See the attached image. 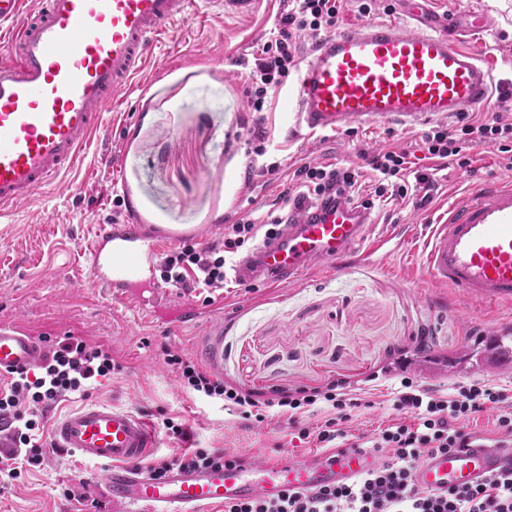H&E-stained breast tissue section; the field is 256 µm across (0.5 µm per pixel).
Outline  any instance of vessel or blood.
I'll return each instance as SVG.
<instances>
[{"mask_svg": "<svg viewBox=\"0 0 512 512\" xmlns=\"http://www.w3.org/2000/svg\"><path fill=\"white\" fill-rule=\"evenodd\" d=\"M422 27L396 20L352 24L317 38L301 56L291 98L294 126L333 134L354 124L391 120L412 127L456 117L512 94L497 81L496 55L460 46L451 17H426V0H409ZM257 0H0V217L30 202L70 169L100 126L101 111L122 97L148 63L155 40L189 11L252 13ZM369 209L343 196L289 197L272 236L231 266L235 283L278 286L301 281L316 262L343 271L356 243L387 257L390 237L368 240ZM199 238L141 224L135 209L122 222L98 224L87 245L93 282L113 299L137 302L155 285L160 243ZM432 283L483 303L512 302V185L493 182L453 202L433 225L423 252ZM44 346L24 330L0 325V376L35 369ZM50 439L80 458L105 465L113 503L145 512L199 508L290 491L350 486L378 469L372 448H338L198 471L172 469L154 478L143 462L156 430L135 413L87 404L56 417ZM512 469V446L483 443L427 456L415 486L443 492Z\"/></svg>", "mask_w": 512, "mask_h": 512, "instance_id": "b4317fda", "label": "vessel or blood"}]
</instances>
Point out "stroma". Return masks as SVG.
<instances>
[{
  "instance_id": "obj_1",
  "label": "stroma",
  "mask_w": 512,
  "mask_h": 512,
  "mask_svg": "<svg viewBox=\"0 0 512 512\" xmlns=\"http://www.w3.org/2000/svg\"><path fill=\"white\" fill-rule=\"evenodd\" d=\"M437 15L478 11L489 31L465 36V47L493 52L512 80V0H432ZM288 11L287 0H262L249 16L188 15L158 41L147 68L137 75L118 110H104L99 131L82 151L75 169L57 185L0 220V325H18L37 339L72 336L107 351L120 371L98 378L82 395L72 394L56 412L87 403L128 409L159 428L157 452L177 456L194 448H218L264 460L309 455L294 445V428L273 416L245 429L221 405L196 400L180 386L165 350L197 358L200 345L224 351L222 379L254 392L317 389L336 380L349 383L362 399L347 422L349 434L374 435L398 419L393 408L402 376L440 393L454 384L485 380L512 391V371L500 369L488 340L497 337L512 351V303L487 307L451 288L431 283L421 255L428 227L446 214L454 198L490 181L512 180L496 147L471 150L470 170L438 171L439 189L424 208L412 199H378L372 208V237L395 231L402 248L382 263L366 261L365 243L343 272L312 276L277 288L243 287L227 281L224 310L196 327L172 329L168 317L181 301L174 293L154 322L137 308L113 301L92 281L84 254L97 220L123 217L135 204L145 224L174 230L205 226L204 242L222 233L216 220L250 184L265 192L253 211L280 212L288 172L304 163L360 166V151L398 149L423 157L424 126L390 121L337 133L320 150L316 139L293 128L290 87L274 94L263 114L270 143L267 162L279 175L249 177L251 145L243 127L248 75L258 49ZM428 349L414 353L416 336ZM413 355L406 372L394 369V351ZM174 418L189 432L179 441L162 431ZM0 462V512H126L112 507L104 492L105 468L47 448L43 464L10 479ZM73 487L101 501L102 510L64 498Z\"/></svg>"
}]
</instances>
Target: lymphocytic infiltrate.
<instances>
[{
	"instance_id": "lymphocytic-infiltrate-1",
	"label": "lymphocytic infiltrate",
	"mask_w": 512,
	"mask_h": 512,
	"mask_svg": "<svg viewBox=\"0 0 512 512\" xmlns=\"http://www.w3.org/2000/svg\"><path fill=\"white\" fill-rule=\"evenodd\" d=\"M292 2V9L263 44L249 73L246 94L250 111H263L269 95L280 91L296 69L297 37L305 31L317 34L334 29L338 22L337 0ZM423 144L428 159L465 169L471 165L470 149L478 145L493 144L499 152L512 154V123L497 118L472 123L462 117L452 130L442 124L432 126L424 134ZM363 159L376 174L377 197L388 193L406 197V179L410 176L422 190L423 201H430L437 189L433 173L416 169L407 151L367 152ZM359 177L358 169L332 163H305L292 172L297 187L314 197L350 193ZM265 225V220L247 216L225 225L222 239L203 247L186 244L169 252L158 266L161 282L187 294L200 288H223L227 263L253 242ZM165 362L174 368L183 387L196 399L222 404L247 423L284 415L297 425L301 442L313 441L323 448L364 445L362 438H348L344 428L354 410L361 406L359 398L348 393L345 385L335 383L326 390L312 392L276 390L259 399L249 391L225 384L223 379L181 354H167ZM115 368L110 354L70 336L50 344L38 371L15 373L0 381V446L7 448L14 462L9 476H17L19 469L41 464V438L47 413L68 394L86 390ZM396 406L405 411V418L380 429L372 442L375 449H389L390 461L356 484L291 492L275 500L228 502L224 512H512V471L491 476L475 486L452 487L443 494L416 487L411 481L412 469L427 455L472 443L469 424L480 414L491 413L500 445H512L511 395L486 381L474 380L456 384L451 394L442 396L405 377ZM316 409L326 410L323 423L313 429L300 425L302 415ZM236 460V455L223 450L196 448L178 456L152 457L148 469L161 476L173 467L200 468Z\"/></svg>"
}]
</instances>
